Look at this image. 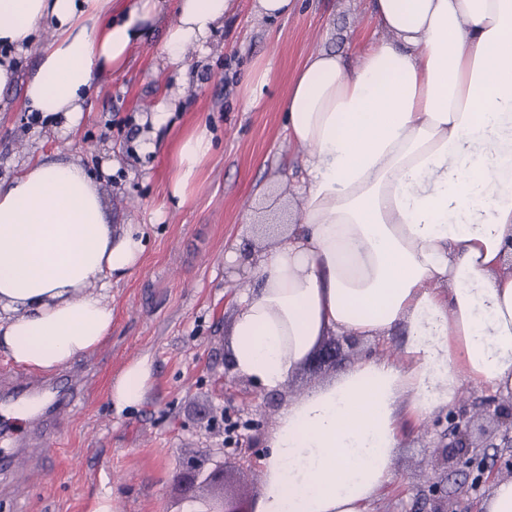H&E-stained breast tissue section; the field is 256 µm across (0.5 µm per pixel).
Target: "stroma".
<instances>
[{
  "label": "stroma",
  "mask_w": 512,
  "mask_h": 512,
  "mask_svg": "<svg viewBox=\"0 0 512 512\" xmlns=\"http://www.w3.org/2000/svg\"><path fill=\"white\" fill-rule=\"evenodd\" d=\"M372 35L368 0H295L288 16H260L254 0H239L223 27L211 35L208 52L188 54V94L172 129L155 155L133 149L139 121L168 96L173 78L161 68L157 49L163 29H155L131 53L122 73L105 75L77 135L31 120L21 101L38 64L37 49L23 54L12 86L0 90V181L30 160L45 156L81 161L91 172L111 162L112 175L100 184L110 224L150 225L139 267L113 285L112 334L92 354L59 370V377L82 380L85 400L73 401L48 445L35 446L25 401L0 406L9 433L28 440L25 466L0 472V512H92L95 500L110 497L115 512H188L176 475L183 459L196 457L213 469L230 456L223 485L208 498L229 496L256 508L264 493L263 459L276 415L288 398L333 379L363 357H396L403 332L383 340L337 336L335 363L303 365L281 388L266 390L233 376L226 358L236 298L254 288L248 267L228 266L224 254L267 251L277 230L292 223L302 151L284 129L282 100L306 56L366 44ZM270 65V83L255 104H246L243 79L255 65ZM206 122L216 150L199 187L162 218L172 178L175 137ZM148 359L151 388L143 404L122 413L111 408L112 380L129 363ZM493 396L470 388L462 403L484 444L488 468L483 485L464 466L469 448L444 456L447 412L427 423L405 424L394 455V479L367 512H432L438 485L455 512H479L488 482L507 478L497 465L512 459L502 432L489 421Z\"/></svg>",
  "instance_id": "stroma-1"
}]
</instances>
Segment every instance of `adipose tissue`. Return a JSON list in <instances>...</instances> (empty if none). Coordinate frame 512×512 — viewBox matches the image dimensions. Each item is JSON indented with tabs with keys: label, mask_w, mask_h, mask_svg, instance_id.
Returning <instances> with one entry per match:
<instances>
[{
	"label": "adipose tissue",
	"mask_w": 512,
	"mask_h": 512,
	"mask_svg": "<svg viewBox=\"0 0 512 512\" xmlns=\"http://www.w3.org/2000/svg\"><path fill=\"white\" fill-rule=\"evenodd\" d=\"M0 0V89L39 47L23 107L77 130L104 72L165 25L160 59L179 79L141 120L154 154L188 84L185 52L206 49L236 0ZM377 38L312 53L282 102L303 150L294 223L245 262L259 282L237 301L235 375L278 390L322 336L403 330L401 363L365 358L288 400L264 461L258 512H366L393 479L405 420L453 409L464 387L512 396V0H372ZM204 124L176 143L170 196L185 202L213 152ZM143 225L114 230L81 163L36 159L0 182V354L51 372L112 334L113 284L145 251ZM148 359L112 381L116 411L142 404Z\"/></svg>",
	"instance_id": "adipose-tissue-1"
}]
</instances>
